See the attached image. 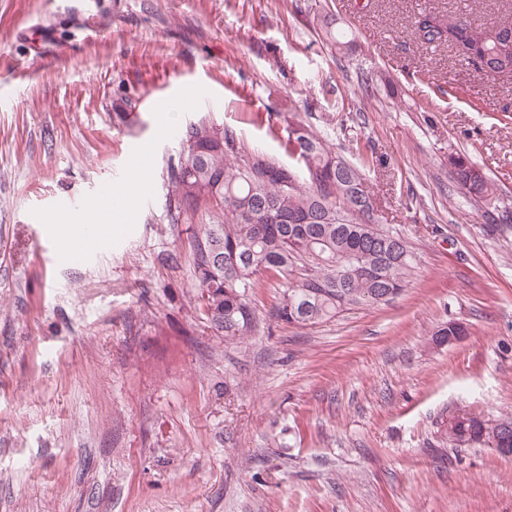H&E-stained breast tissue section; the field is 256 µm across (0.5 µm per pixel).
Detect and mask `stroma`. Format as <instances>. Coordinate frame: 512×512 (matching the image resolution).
I'll return each mask as SVG.
<instances>
[{
  "label": "stroma",
  "mask_w": 512,
  "mask_h": 512,
  "mask_svg": "<svg viewBox=\"0 0 512 512\" xmlns=\"http://www.w3.org/2000/svg\"><path fill=\"white\" fill-rule=\"evenodd\" d=\"M462 10L512 0H0V512H512V457L440 433L452 408L512 415V217L448 167L512 199V77L406 35ZM201 119L286 163L289 122L327 132L409 241L407 288L300 329L270 279L225 346L169 216ZM143 155L111 240L57 262L60 215L125 193ZM451 322L466 336L435 345ZM450 172L457 186L464 190L475 202L483 203L493 211H501L508 217L511 203L498 192L495 182L480 168L460 154L448 158Z\"/></svg>",
  "instance_id": "1"
}]
</instances>
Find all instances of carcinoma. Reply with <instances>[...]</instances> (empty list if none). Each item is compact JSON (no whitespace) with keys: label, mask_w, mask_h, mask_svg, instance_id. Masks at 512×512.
Here are the masks:
<instances>
[{"label":"carcinoma","mask_w":512,"mask_h":512,"mask_svg":"<svg viewBox=\"0 0 512 512\" xmlns=\"http://www.w3.org/2000/svg\"><path fill=\"white\" fill-rule=\"evenodd\" d=\"M501 38L466 13L444 21L422 13L408 37L422 46L449 40L481 50L480 69L502 74L512 65V21L496 24ZM183 156L169 168L175 188L173 223L198 221L190 258L204 319L224 344L241 342L252 328L251 297L266 276L284 284L272 317L305 328L328 321L343 308L376 304L398 295L415 268V255L399 234L374 223V199L359 166L333 154L327 138L303 123L288 130L296 164L249 152L237 136L203 120L182 136ZM452 178L474 201L512 213L495 182L460 154L448 158ZM445 438L490 445L512 440V418L485 419L448 411Z\"/></svg>","instance_id":"1"}]
</instances>
